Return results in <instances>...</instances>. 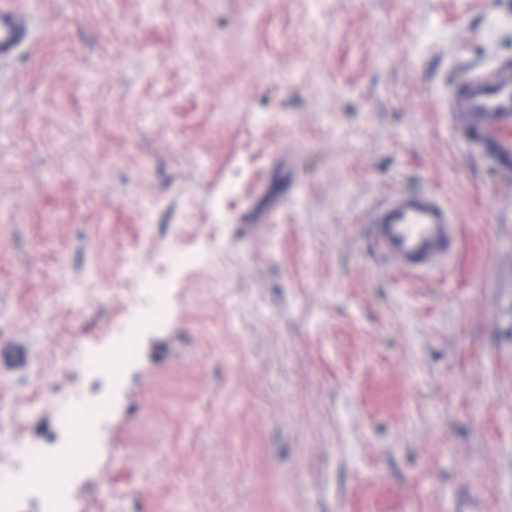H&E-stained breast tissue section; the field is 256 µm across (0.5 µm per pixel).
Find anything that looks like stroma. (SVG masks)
I'll return each instance as SVG.
<instances>
[{
  "mask_svg": "<svg viewBox=\"0 0 512 512\" xmlns=\"http://www.w3.org/2000/svg\"><path fill=\"white\" fill-rule=\"evenodd\" d=\"M15 2L0 475L102 402L72 512H512V168L443 109L512 63V0ZM401 188L452 209L448 267L377 249ZM28 364V348L20 343L0 346V366L14 371H21Z\"/></svg>",
  "mask_w": 512,
  "mask_h": 512,
  "instance_id": "1",
  "label": "stroma"
}]
</instances>
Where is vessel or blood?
Segmentation results:
<instances>
[{"label":"vessel or blood","instance_id":"obj_1","mask_svg":"<svg viewBox=\"0 0 512 512\" xmlns=\"http://www.w3.org/2000/svg\"><path fill=\"white\" fill-rule=\"evenodd\" d=\"M10 0H0V68L16 50L31 40L32 21L17 15ZM457 120L474 135L512 127V64L498 68L494 80L471 72L466 85L449 103ZM380 251L399 270L427 273L443 267L454 251L455 223L450 208L434 194L388 192L368 214ZM28 349L19 342L0 346V366L21 371Z\"/></svg>","mask_w":512,"mask_h":512}]
</instances>
